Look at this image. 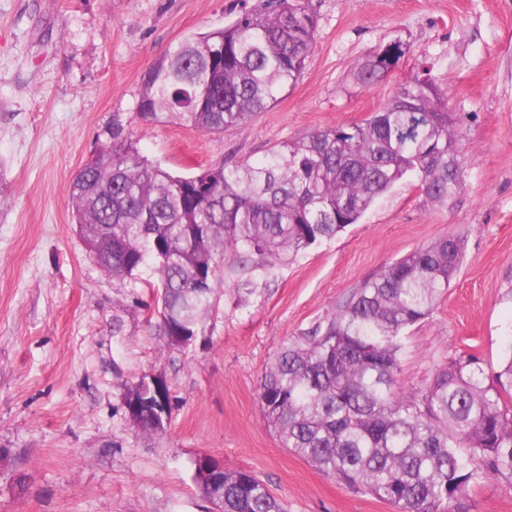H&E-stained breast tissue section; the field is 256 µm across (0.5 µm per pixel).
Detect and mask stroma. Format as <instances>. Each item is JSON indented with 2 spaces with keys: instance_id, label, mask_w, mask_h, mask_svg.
<instances>
[{
  "instance_id": "1",
  "label": "stroma",
  "mask_w": 512,
  "mask_h": 512,
  "mask_svg": "<svg viewBox=\"0 0 512 512\" xmlns=\"http://www.w3.org/2000/svg\"><path fill=\"white\" fill-rule=\"evenodd\" d=\"M258 0H0V512H218L195 482L208 454L246 470L288 512H394L282 448L257 393L281 343L326 323L368 278L447 235L463 261L433 314L404 340L399 392L448 358L478 355L487 379L512 342V0H314L302 78L243 129L215 138L135 114L142 77L182 39L224 27ZM407 46L363 87L355 65ZM430 74L477 151L463 191L432 203L397 183L333 238L265 271L232 265L204 335L168 347L156 289L87 255L70 186L120 120L143 156L176 175L254 163L283 141L378 111ZM166 379L172 416L145 434L123 394ZM451 512H512V479L487 478Z\"/></svg>"
}]
</instances>
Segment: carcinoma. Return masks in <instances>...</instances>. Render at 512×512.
Instances as JSON below:
<instances>
[{
    "label": "carcinoma",
    "mask_w": 512,
    "mask_h": 512,
    "mask_svg": "<svg viewBox=\"0 0 512 512\" xmlns=\"http://www.w3.org/2000/svg\"><path fill=\"white\" fill-rule=\"evenodd\" d=\"M313 0H259L222 29L185 38L142 79L137 117L174 118L207 136L243 129L302 76L314 52ZM386 71L371 53L364 86ZM71 187L72 223L110 276L161 283L167 345L205 331L224 266L246 257L272 268L356 224L405 178L446 204L473 154L446 92L427 77L402 84L360 123L285 141L254 164L218 163L175 176L140 155L118 120ZM464 252L445 236L366 280L325 324L286 340L262 378L258 404L283 447L327 476L389 502L396 512H449L490 476L512 478V344L493 383L480 359H448L423 389L396 392L406 331L448 292ZM137 427L165 431L169 389ZM220 512H286L253 474L224 471Z\"/></svg>",
    "instance_id": "cac0c4a2"
}]
</instances>
